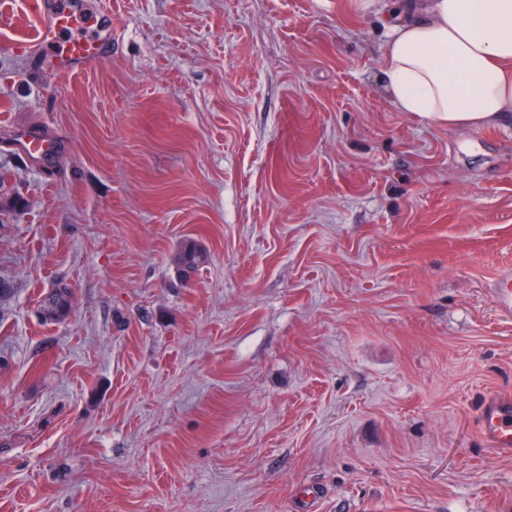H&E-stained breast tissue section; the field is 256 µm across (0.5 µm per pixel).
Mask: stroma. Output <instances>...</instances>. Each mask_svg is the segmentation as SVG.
<instances>
[{"label": "stroma", "instance_id": "35a3bbf8", "mask_svg": "<svg viewBox=\"0 0 512 512\" xmlns=\"http://www.w3.org/2000/svg\"><path fill=\"white\" fill-rule=\"evenodd\" d=\"M77 6L66 76L0 0V512H512V123L398 111L380 0ZM40 13L35 42L52 53L51 67L57 74L81 72L112 44L111 14L104 13L102 20L87 19L63 0H42ZM20 149L38 161L48 160L56 151V144L49 136L23 129L19 138ZM207 260L205 249L195 240L182 242L175 255V263L182 275L196 271ZM495 304L502 315L512 317V272L502 274L490 284ZM73 308V293L65 285L57 284L40 301V315L45 321L65 319ZM480 435L497 455L512 457V392L496 391L484 400L480 411Z\"/></svg>", "mask_w": 512, "mask_h": 512}]
</instances>
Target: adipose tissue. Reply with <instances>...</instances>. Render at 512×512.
<instances>
[{
    "instance_id": "adipose-tissue-1",
    "label": "adipose tissue",
    "mask_w": 512,
    "mask_h": 512,
    "mask_svg": "<svg viewBox=\"0 0 512 512\" xmlns=\"http://www.w3.org/2000/svg\"><path fill=\"white\" fill-rule=\"evenodd\" d=\"M381 80L398 111L453 129L512 117V0H393Z\"/></svg>"
}]
</instances>
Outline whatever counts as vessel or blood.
<instances>
[{"instance_id":"obj_1","label":"vessel or blood","mask_w":512,"mask_h":512,"mask_svg":"<svg viewBox=\"0 0 512 512\" xmlns=\"http://www.w3.org/2000/svg\"><path fill=\"white\" fill-rule=\"evenodd\" d=\"M41 22L36 43L51 53V67L60 75L84 70L90 61L103 57L112 43V16L87 19L76 13L67 0H42ZM20 149L30 157L45 161L56 151L49 136L23 129ZM495 304L502 315L512 317V272L500 275L490 285ZM480 435L497 455L512 457V392L496 391L484 400L480 411Z\"/></svg>"}]
</instances>
